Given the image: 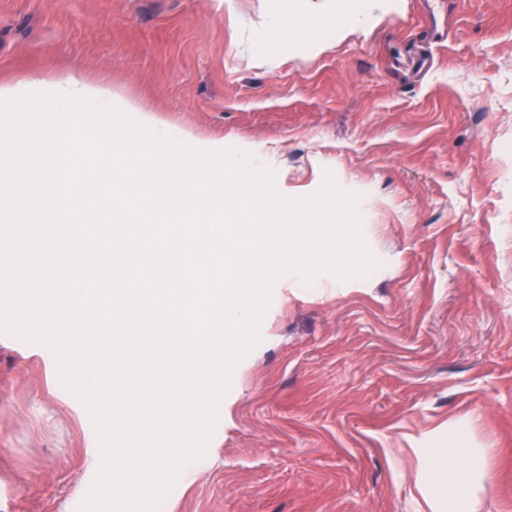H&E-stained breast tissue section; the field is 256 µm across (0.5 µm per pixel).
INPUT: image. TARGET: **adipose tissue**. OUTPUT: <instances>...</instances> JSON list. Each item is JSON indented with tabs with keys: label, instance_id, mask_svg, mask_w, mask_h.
<instances>
[{
	"label": "adipose tissue",
	"instance_id": "adipose-tissue-1",
	"mask_svg": "<svg viewBox=\"0 0 512 512\" xmlns=\"http://www.w3.org/2000/svg\"><path fill=\"white\" fill-rule=\"evenodd\" d=\"M103 100L115 112L136 109L132 102L113 95L111 87L73 74H62L49 82L32 77L0 84V112H17L23 105H33L47 113V134L51 137L57 134L58 113H89ZM443 432L448 435L444 441L439 438ZM410 453L417 467L407 512H482L491 479V453L476 442L470 419H452L438 429L422 432Z\"/></svg>",
	"mask_w": 512,
	"mask_h": 512
}]
</instances>
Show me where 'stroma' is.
Wrapping results in <instances>:
<instances>
[{
	"instance_id": "35a3bbf8",
	"label": "stroma",
	"mask_w": 512,
	"mask_h": 512,
	"mask_svg": "<svg viewBox=\"0 0 512 512\" xmlns=\"http://www.w3.org/2000/svg\"><path fill=\"white\" fill-rule=\"evenodd\" d=\"M0 0V84L66 71L252 153L280 193L361 196L382 265L274 285L204 458L159 512H404L411 437L469 417L512 512V0ZM325 17L252 51L281 12ZM51 352L0 335V512H77L95 449Z\"/></svg>"
}]
</instances>
